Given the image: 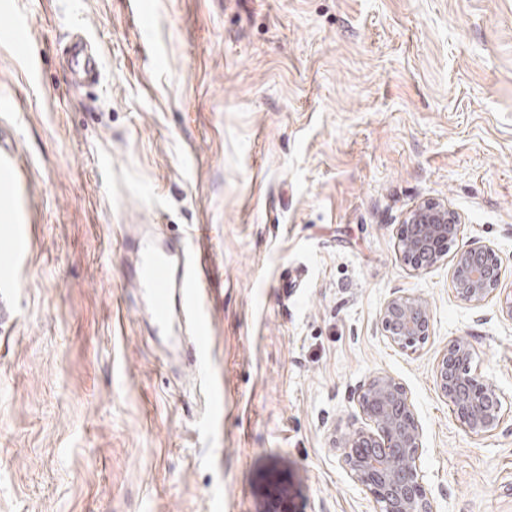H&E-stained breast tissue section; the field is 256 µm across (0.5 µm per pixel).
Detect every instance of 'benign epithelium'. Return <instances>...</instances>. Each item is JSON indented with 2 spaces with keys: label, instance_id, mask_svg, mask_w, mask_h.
<instances>
[{
  "label": "benign epithelium",
  "instance_id": "benign-epithelium-1",
  "mask_svg": "<svg viewBox=\"0 0 512 512\" xmlns=\"http://www.w3.org/2000/svg\"><path fill=\"white\" fill-rule=\"evenodd\" d=\"M461 233L459 213L448 202L427 197L401 217L400 257L413 269L437 264ZM502 265L486 244L458 248L451 270L452 290L475 307L497 295ZM381 333L400 350L425 343L432 332V316L425 300L412 293L391 296L378 316ZM471 345L451 339L434 368L438 392L473 436L496 431L501 424L497 388L470 369ZM359 413L370 428L355 430L336 440L351 480L367 491L379 512H435L418 461L422 428L407 390L396 378L379 372L363 384L357 396Z\"/></svg>",
  "mask_w": 512,
  "mask_h": 512
}]
</instances>
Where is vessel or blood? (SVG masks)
<instances>
[{
  "mask_svg": "<svg viewBox=\"0 0 512 512\" xmlns=\"http://www.w3.org/2000/svg\"><path fill=\"white\" fill-rule=\"evenodd\" d=\"M0 39L31 53V34L24 20L0 28ZM71 56H83V74L95 80L101 75L97 56L89 54L83 37L70 44ZM134 261L127 270L129 287L140 292L154 329H168L173 315H180L183 333L171 338L172 352L192 363L201 362L209 348L210 319L203 307V276L184 246L155 235L148 227L124 229Z\"/></svg>",
  "mask_w": 512,
  "mask_h": 512,
  "instance_id": "1",
  "label": "vessel or blood"
}]
</instances>
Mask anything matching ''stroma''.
<instances>
[{
	"instance_id": "stroma-1",
	"label": "stroma",
	"mask_w": 512,
	"mask_h": 512,
	"mask_svg": "<svg viewBox=\"0 0 512 512\" xmlns=\"http://www.w3.org/2000/svg\"><path fill=\"white\" fill-rule=\"evenodd\" d=\"M11 4L40 67L0 41V233L27 242L0 272V512H378L336 440L381 371L436 512H512V317L456 298L451 256L397 250L406 211L448 200L512 289V0H145V23L129 0ZM77 32L101 63L81 90L57 55ZM124 224L204 270L203 367L127 287ZM396 292L430 307L412 352L378 327ZM452 338L502 396L492 435L437 390Z\"/></svg>"
}]
</instances>
